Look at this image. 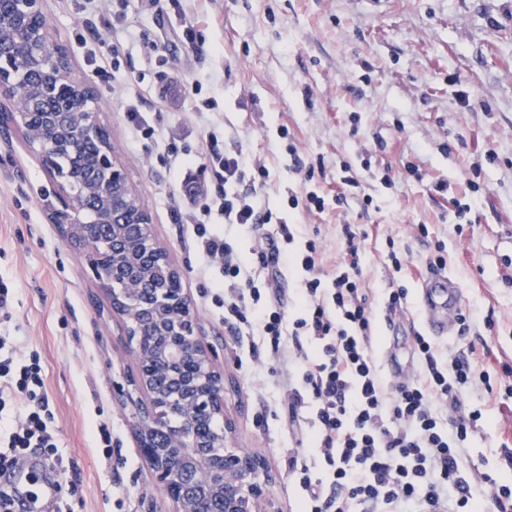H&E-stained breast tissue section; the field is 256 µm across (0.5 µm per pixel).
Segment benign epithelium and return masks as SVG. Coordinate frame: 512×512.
<instances>
[{
    "label": "benign epithelium",
    "instance_id": "benign-epithelium-1",
    "mask_svg": "<svg viewBox=\"0 0 512 512\" xmlns=\"http://www.w3.org/2000/svg\"><path fill=\"white\" fill-rule=\"evenodd\" d=\"M43 0H15L5 24L24 27L23 52L0 37V98L15 103L9 129L23 135L52 175L57 206L48 219L84 258L112 313L124 323L135 373L118 386L129 401L140 455L174 512H277L258 455L229 444L210 425L224 409V373L199 335L182 272L152 230L150 212L129 183L111 139L89 178L49 165L80 139L104 136L95 109H77L92 86L72 74L69 53L51 41ZM38 85L20 83L16 65Z\"/></svg>",
    "mask_w": 512,
    "mask_h": 512
}]
</instances>
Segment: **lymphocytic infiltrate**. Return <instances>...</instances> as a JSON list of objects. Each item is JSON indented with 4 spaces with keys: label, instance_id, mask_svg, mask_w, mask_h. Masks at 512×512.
Instances as JSON below:
<instances>
[{
    "label": "lymphocytic infiltrate",
    "instance_id": "lymphocytic-infiltrate-1",
    "mask_svg": "<svg viewBox=\"0 0 512 512\" xmlns=\"http://www.w3.org/2000/svg\"><path fill=\"white\" fill-rule=\"evenodd\" d=\"M132 119L141 138L161 147L169 171L184 173L183 192L205 199L189 218L206 266L223 267L217 288L224 296L225 320L246 325L288 369L292 419L308 422L318 451L317 463L296 456L289 461L306 496V512H352L357 506L364 512H477L461 474V450L482 412L463 411V391L472 383L474 363L490 350L484 336L493 333L494 316L484 317L485 334L473 341V318L461 312L460 332L469 342L448 357L428 337L415 334L422 370L386 390L372 356L379 332L361 280L363 234L343 225V257L327 272L319 264L317 240H305L296 253H288L295 236L288 224H278L277 236L260 245L255 268H247L234 242L208 226L218 219L252 229L275 222L259 195L269 178L265 164L249 163L216 130L205 131L193 156L162 142L141 113ZM195 166L207 173L204 184L188 176ZM283 263L303 273L300 306L292 312L282 304L278 278L270 273ZM305 336L314 340L313 350L304 349ZM440 399L459 409V416L443 421L434 410ZM48 406L39 358L22 357L15 337L0 333V473L28 449L45 454L51 469L63 471L56 434L42 417Z\"/></svg>",
    "mask_w": 512,
    "mask_h": 512
}]
</instances>
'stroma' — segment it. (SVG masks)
Here are the masks:
<instances>
[{"instance_id":"35a3bbf8","label":"stroma","mask_w":512,"mask_h":512,"mask_svg":"<svg viewBox=\"0 0 512 512\" xmlns=\"http://www.w3.org/2000/svg\"><path fill=\"white\" fill-rule=\"evenodd\" d=\"M185 8L197 18L189 37L167 0H99L93 14L79 0H44L52 34L68 47L75 72L91 81L116 154L182 271L201 334L224 372L220 424L236 447L264 458L280 512H302L288 459L315 451L291 422L282 364L225 324L215 302L221 269H202L191 226L174 221L178 182L137 136L128 92L139 91L133 104L167 140L199 146L214 124L245 157L264 161L266 201L293 224L297 240L320 241L324 265L340 253L342 225L366 232L362 274L380 328L373 357L387 385L396 383L392 364L409 378L420 370L412 332L425 328L416 275L404 280L408 311L386 319L390 238L418 267L434 241L445 242L446 270L462 286L464 307L475 321L490 313L498 321L487 365L512 363V0H187ZM127 15L140 21L131 33ZM82 35L100 38L103 54L117 57L112 81L93 73ZM158 40L166 48L149 59ZM169 83L200 88L217 100L216 111L197 113L196 99L183 94L158 106L156 95ZM447 143L452 152L444 151ZM292 145L305 162L325 166L323 214L288 203L302 193L289 168ZM490 149L497 160L485 164L479 191H471L464 172ZM345 160L360 187L340 205ZM410 162L423 180L402 179ZM453 198L472 207V224L461 233ZM56 203L52 180L22 136L0 140V277L16 290L11 323L22 352L41 360L52 427L69 460L56 502L62 512H171L136 448L130 407L114 388L135 369L120 341L123 324L48 221ZM416 224L428 225L429 240L414 235ZM504 395L498 383L493 394L477 389L466 398L484 417L462 450L465 477L480 471L512 485L498 432L512 415L490 402Z\"/></svg>"}]
</instances>
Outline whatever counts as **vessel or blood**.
<instances>
[{
	"instance_id": "vessel-or-blood-1",
	"label": "vessel or blood",
	"mask_w": 512,
	"mask_h": 512,
	"mask_svg": "<svg viewBox=\"0 0 512 512\" xmlns=\"http://www.w3.org/2000/svg\"><path fill=\"white\" fill-rule=\"evenodd\" d=\"M419 296L428 331L435 335L449 334L452 326L448 319L458 314L462 304L460 282L445 272H434L421 282ZM15 488L19 512H41L42 501L56 491L51 481L33 486L29 471L23 469L15 475Z\"/></svg>"
}]
</instances>
